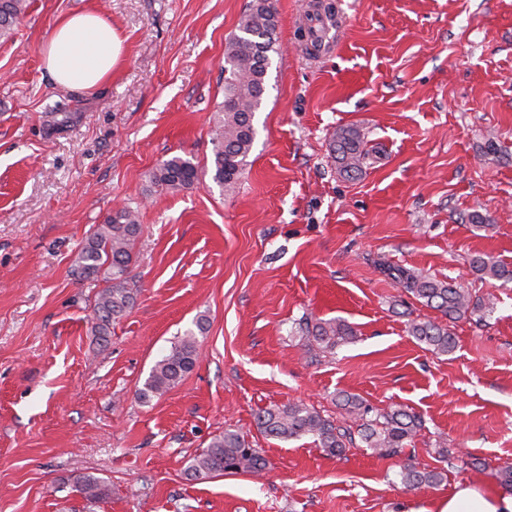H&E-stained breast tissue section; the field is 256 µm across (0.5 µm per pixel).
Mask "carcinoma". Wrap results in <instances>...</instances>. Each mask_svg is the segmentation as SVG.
<instances>
[{"label":"carcinoma","mask_w":512,"mask_h":512,"mask_svg":"<svg viewBox=\"0 0 512 512\" xmlns=\"http://www.w3.org/2000/svg\"><path fill=\"white\" fill-rule=\"evenodd\" d=\"M27 8L28 0H0V38L12 34ZM277 28L274 0H250L239 19L238 33L231 37L224 53V100L212 118L211 171L200 169L188 158L173 156L146 174L151 186L179 192L194 188L209 174L225 193L236 190L250 165L256 137L255 112L266 91L271 54L279 50ZM332 152L339 172L353 178L373 164L379 150L369 144L361 128L352 125L336 129ZM140 231L138 212L122 207L112 211L104 223L96 225L78 251L75 273L83 279L105 282V287L97 292L93 308V332L102 341L111 335L112 324L120 321L135 304L136 289L130 285L128 270ZM471 264L484 278L512 283V269L489 257L475 256ZM382 270L404 293L419 304L441 312L450 322L486 308L483 298L418 270L385 263ZM300 329L307 337L310 352L330 351L356 336L354 328L340 320H320L313 324L306 321ZM408 332L436 354L446 355L456 346L449 327L430 319L410 321ZM198 359V341L189 330L154 364L143 388L139 389L138 398L148 400L176 387L194 369ZM338 400L356 428L341 426L319 411L297 403L260 411L256 424L265 435L282 441L310 436L332 456L342 455L357 438L381 456H398L423 429L421 418L404 407L380 412L357 395L342 394ZM266 466L261 449L251 447L239 432L226 429L191 460L187 471L197 478L238 472L259 474ZM400 476L408 488L438 486L446 480L447 470L405 466ZM73 490L90 502L108 496L107 487L92 475L78 477Z\"/></svg>","instance_id":"carcinoma-1"}]
</instances>
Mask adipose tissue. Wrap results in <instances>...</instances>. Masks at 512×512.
<instances>
[{
  "instance_id": "ef3b65f1",
  "label": "adipose tissue",
  "mask_w": 512,
  "mask_h": 512,
  "mask_svg": "<svg viewBox=\"0 0 512 512\" xmlns=\"http://www.w3.org/2000/svg\"><path fill=\"white\" fill-rule=\"evenodd\" d=\"M123 40L98 12L83 10L55 24L43 62L54 82L64 88L87 90L106 83L118 66ZM436 512H512V491H492L458 483L441 498Z\"/></svg>"
}]
</instances>
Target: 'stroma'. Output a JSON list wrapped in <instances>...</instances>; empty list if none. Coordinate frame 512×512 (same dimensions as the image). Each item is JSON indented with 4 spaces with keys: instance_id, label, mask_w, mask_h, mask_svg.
Segmentation results:
<instances>
[{
    "instance_id": "35a3bbf8",
    "label": "stroma",
    "mask_w": 512,
    "mask_h": 512,
    "mask_svg": "<svg viewBox=\"0 0 512 512\" xmlns=\"http://www.w3.org/2000/svg\"><path fill=\"white\" fill-rule=\"evenodd\" d=\"M247 3L30 0L0 39V512H433L456 483L499 489L512 465V283L470 265L485 254L512 269V0H275L280 51L236 191L151 187L146 172L172 156L211 164L224 51ZM319 4L338 27L313 50ZM86 9L120 33L123 62L104 86L69 90L43 48L57 19ZM348 124L379 148L357 179L331 152ZM121 206L139 213L138 294L101 344L100 285L71 269ZM383 261L493 303L454 324V353L434 354L408 333L429 309L401 306ZM201 316L196 367L139 399ZM305 318L356 336L310 360ZM342 391L424 427L401 456L359 443L339 458L255 425L288 403L346 423ZM228 428L263 449V477L189 476ZM442 447L441 485L401 483L404 465L439 467ZM85 473L107 499L73 491Z\"/></svg>"
}]
</instances>
